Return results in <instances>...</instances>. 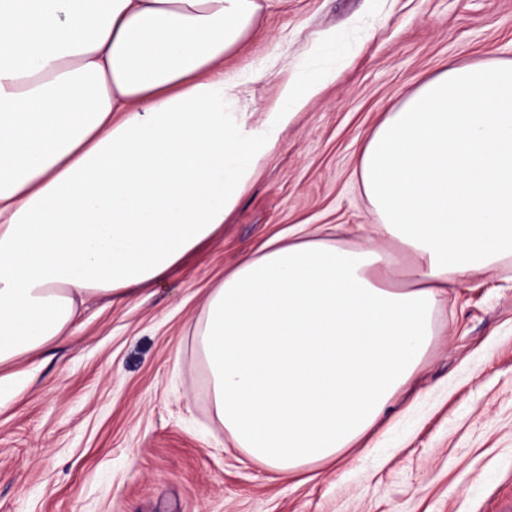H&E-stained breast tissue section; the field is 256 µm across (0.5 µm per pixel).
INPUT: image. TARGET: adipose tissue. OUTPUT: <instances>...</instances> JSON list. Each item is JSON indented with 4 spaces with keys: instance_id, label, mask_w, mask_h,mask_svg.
Instances as JSON below:
<instances>
[{
    "instance_id": "obj_1",
    "label": "adipose tissue",
    "mask_w": 512,
    "mask_h": 512,
    "mask_svg": "<svg viewBox=\"0 0 512 512\" xmlns=\"http://www.w3.org/2000/svg\"><path fill=\"white\" fill-rule=\"evenodd\" d=\"M261 0H0V365L79 299L122 303L221 232L282 130L336 77L229 111L225 57ZM358 170L403 258L290 229L212 288L194 348L218 421L279 473L335 464L379 422L457 279L512 258V59L449 64L387 112Z\"/></svg>"
}]
</instances>
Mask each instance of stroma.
Instances as JSON below:
<instances>
[{"mask_svg":"<svg viewBox=\"0 0 512 512\" xmlns=\"http://www.w3.org/2000/svg\"><path fill=\"white\" fill-rule=\"evenodd\" d=\"M258 27L224 60L267 69L249 85L257 109L277 100L282 67L332 66L335 81L281 132L218 239L139 298L86 300L64 336L13 364L0 512H512L511 259L454 284L379 433L309 481L225 447L192 341L210 289L290 226L394 254L352 230L379 221L361 149L421 79L512 59V0H274Z\"/></svg>","mask_w":512,"mask_h":512,"instance_id":"obj_1","label":"stroma"}]
</instances>
